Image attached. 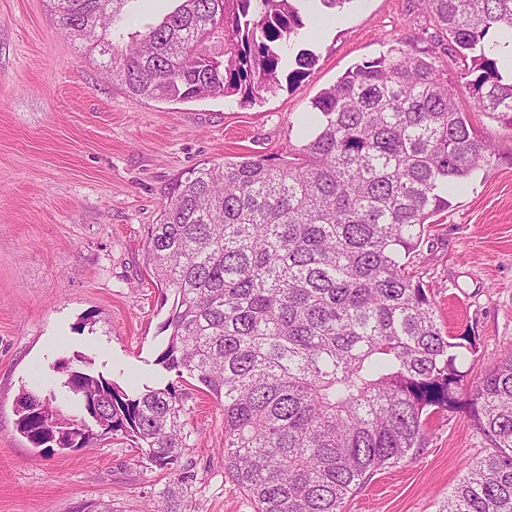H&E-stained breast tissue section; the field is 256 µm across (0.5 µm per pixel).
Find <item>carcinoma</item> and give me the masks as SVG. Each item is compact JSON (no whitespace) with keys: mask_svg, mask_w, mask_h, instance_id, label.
I'll return each instance as SVG.
<instances>
[{"mask_svg":"<svg viewBox=\"0 0 512 512\" xmlns=\"http://www.w3.org/2000/svg\"><path fill=\"white\" fill-rule=\"evenodd\" d=\"M56 26L136 97L189 101L301 82L317 54L304 16L351 0H178L129 32L133 0H47ZM463 58L458 82L512 136V78L487 48L512 31V0H423ZM288 160L226 161L189 173L148 232L154 276L173 296L155 359L197 380L224 409V469L255 512H342L375 472L413 458L424 421L468 411L493 448L468 464L442 512H512V349L477 381L458 361L475 337L444 335L423 283L406 270L431 218L491 165L434 58L392 45L357 64L299 120ZM73 371L81 415L41 411L24 392L17 429L65 450L101 434L131 438L158 469L178 464L190 434L174 382L129 394L101 373ZM144 512H180L175 487Z\"/></svg>","mask_w":512,"mask_h":512,"instance_id":"cac0c4a2","label":"carcinoma"}]
</instances>
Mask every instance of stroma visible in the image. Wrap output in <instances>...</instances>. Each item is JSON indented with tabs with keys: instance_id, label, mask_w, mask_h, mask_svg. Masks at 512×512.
<instances>
[{
	"instance_id": "obj_1",
	"label": "stroma",
	"mask_w": 512,
	"mask_h": 512,
	"mask_svg": "<svg viewBox=\"0 0 512 512\" xmlns=\"http://www.w3.org/2000/svg\"><path fill=\"white\" fill-rule=\"evenodd\" d=\"M327 25L294 86L249 106L128 96L86 61L44 0H0V512H78L111 503L143 512L178 478L184 512H254L224 470V410L181 382L186 432L175 474L142 463L129 438L48 454L16 427L22 390L66 394L57 362L88 365L117 387L153 384L170 306L147 257V234L193 169L299 148V117L348 69L402 43L456 75L459 57L421 0H350ZM500 157L434 217L407 260L443 331L477 338L470 379L512 347V139L457 94ZM408 462L378 471L344 512H439L488 438L465 413L437 412Z\"/></svg>"
}]
</instances>
